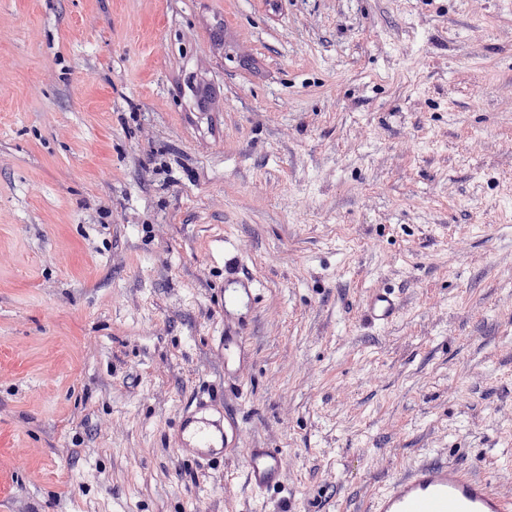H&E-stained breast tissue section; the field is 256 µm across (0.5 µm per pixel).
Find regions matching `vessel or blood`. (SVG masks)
<instances>
[{
  "mask_svg": "<svg viewBox=\"0 0 512 512\" xmlns=\"http://www.w3.org/2000/svg\"><path fill=\"white\" fill-rule=\"evenodd\" d=\"M255 298L254 278L225 277V314L252 305ZM398 309L397 295L378 289L368 297L364 315L384 325L396 317ZM244 353L239 337L225 336V375L239 374ZM235 440L234 424L223 409L203 400L182 410L172 434V443L181 455L199 464L223 460ZM282 477L279 449H247L245 478L253 490L274 491ZM368 512H512V502L503 499L490 481L475 477L468 469L432 459L417 464L379 491Z\"/></svg>",
  "mask_w": 512,
  "mask_h": 512,
  "instance_id": "b4317fda",
  "label": "vessel or blood"
}]
</instances>
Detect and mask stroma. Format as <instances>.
<instances>
[{
	"mask_svg": "<svg viewBox=\"0 0 512 512\" xmlns=\"http://www.w3.org/2000/svg\"><path fill=\"white\" fill-rule=\"evenodd\" d=\"M425 459L512 500V0H0V512H365ZM203 77L206 78L205 74L200 71L199 76L196 74L195 78H193V81L190 82L189 91L191 105L193 107L197 97L201 103H204L207 106L210 112H219L221 108V99L216 100L215 98H212L210 90L202 85L201 82H198V79ZM256 280L228 275L224 278V314H234L242 306H251L256 298ZM399 309L397 295L390 290H374L364 305L365 317L373 323L385 325L392 321ZM224 377L237 376L240 372L241 361L245 348L238 336H231L224 332ZM233 422L212 401H197L182 410L172 434V443L184 457L198 464L224 461L235 443ZM283 477L282 456L278 448L246 449L245 478L253 490L272 492Z\"/></svg>",
	"mask_w": 512,
	"mask_h": 512,
	"instance_id": "35a3bbf8",
	"label": "stroma"
}]
</instances>
